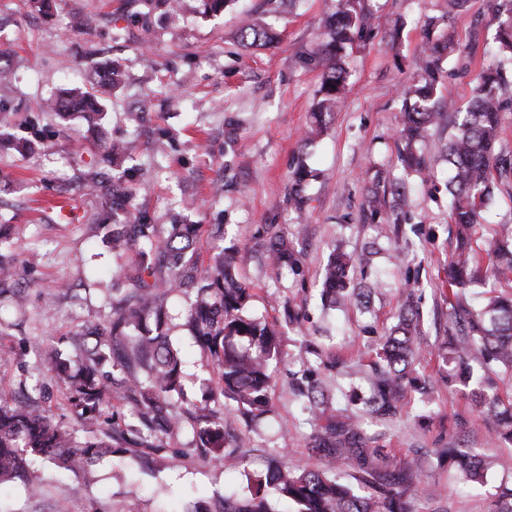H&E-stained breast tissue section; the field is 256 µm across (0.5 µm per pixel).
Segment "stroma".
Segmentation results:
<instances>
[{
	"label": "stroma",
	"mask_w": 512,
	"mask_h": 512,
	"mask_svg": "<svg viewBox=\"0 0 512 512\" xmlns=\"http://www.w3.org/2000/svg\"><path fill=\"white\" fill-rule=\"evenodd\" d=\"M492 0H470L449 11L448 0H363L376 23L347 51L350 72L343 105L312 146L304 133L318 97L324 62L320 24L336 0H228L214 16L185 0L179 16L156 0H53L48 11L0 0V116L17 140L31 139L30 119L52 135L42 153L0 149V224L9 225L17 254L20 296L0 294V397L11 401L48 394L57 421L77 436L89 432L69 407L50 365L46 343L73 351L77 333L112 312V288L131 258L113 253L96 222H111L95 192L81 185L84 164L97 154L89 121L38 112L39 103L94 80V64L119 66L120 84L104 103L109 139L130 147L123 167L137 168L136 203L151 223L220 224L225 245H237V274L249 288L250 315L281 334L283 359L272 364L269 411L246 421L234 403L217 394L219 372L182 327L189 297L170 293L171 336L183 360L184 394L177 404L199 403L215 390L224 412L225 446L240 456L228 470L200 452L190 425L167 441L164 457L148 461L142 448L106 455L81 477L63 475L36 459L30 496L16 483L0 485V512H185L189 502L211 505L214 495H246L247 475L271 460L320 469L325 458L313 439L315 421L290 387L305 372L330 397V414L343 412L351 389L367 392L375 351L397 322L405 285L418 281L424 320L423 356L416 366L429 380L427 398L408 393L400 415L365 414L361 432L374 451L372 473L342 465L345 482L375 493L402 478L409 512H493L512 468L488 473L484 482L464 478L442 462L437 449L474 448L512 459V444L496 436L495 420L477 408L467 389L445 384L436 357L448 327V291L442 283L455 246L448 217L450 176L443 148L453 131L441 115L424 153L430 165L407 186L412 220L400 235L385 233L386 214L370 216L368 192L400 176L398 160L403 87L415 71L423 21L436 16L453 35L455 51L440 60L441 100L466 106L476 77L494 63L497 25ZM257 13L274 40L246 48L239 31L245 11ZM306 158L318 177L305 191L303 211L292 198V170ZM512 224V180L499 185L476 229L487 250L497 225ZM286 237L299 258L298 273L271 279L270 237ZM373 255L352 278L373 290L369 308L351 303L324 308L320 272L334 248ZM432 496H422L423 486Z\"/></svg>",
	"instance_id": "obj_1"
}]
</instances>
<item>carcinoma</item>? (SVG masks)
I'll return each mask as SVG.
<instances>
[{
  "label": "carcinoma",
  "instance_id": "1",
  "mask_svg": "<svg viewBox=\"0 0 512 512\" xmlns=\"http://www.w3.org/2000/svg\"><path fill=\"white\" fill-rule=\"evenodd\" d=\"M360 2L338 0L336 11L324 22L321 52L325 67L307 144L323 133L343 100L347 50L356 35L370 27L371 15L359 8ZM493 12L498 24V64L479 73L474 97L465 110L454 109V132L444 151V159L453 171L448 194L457 246L448 263L446 280L452 327L438 345L437 356L443 366L441 379L450 385L472 387L475 403L495 417L498 437L512 441V402L499 397L489 376L498 369L512 371V296L494 295L481 309L472 307L466 296L467 288L484 283V272L497 281L512 277V224L501 225L488 253L486 269L474 264L472 245L475 228L495 189L512 177V162L497 152L503 114L512 106L500 94L504 66L512 65V0H494ZM435 27V19L426 21L427 42L418 58L416 74L404 89L399 157L406 172L426 165L419 148L440 115L438 57L456 49L446 33L432 38ZM240 36L252 46L271 42L267 30L256 20L245 23ZM98 70L99 79L92 90L50 100L42 110L81 116L88 111L102 113L106 89L119 83L120 71L107 63ZM309 176L311 171L299 164L294 188L299 212L303 209V182ZM82 179L112 214L135 209L130 187L136 179L134 171L112 179L91 164ZM392 193L390 231L397 232L400 225L411 220L405 183L395 184ZM200 228L199 224H172L164 236L142 212L129 223L112 224L108 233L112 250L133 253L131 272L124 276L128 288L121 295L120 306L106 324L80 333L93 343L78 346L77 356L63 359L53 348L48 357L60 387L82 421L98 423L104 410L112 406L114 389L120 388L131 404L133 423L122 426L114 422L101 435L81 439L49 417L38 399L0 404V483L20 479L30 492H36L28 479L32 457H49L59 469L77 477L97 457L114 448L165 452V438L187 417L194 425L197 448L216 463H233L232 453L224 451V414L207 403L194 407L187 415L171 407V393L181 387V360L166 328L162 299L170 290H195L186 313V327L196 346L221 367V394L245 414L267 410L269 369L271 362L281 357V336L266 322L244 313L250 294L237 277L235 255L219 246L208 259L201 258L197 248ZM7 250L8 238L0 233L3 290L16 276L14 258L5 254ZM269 258L278 271L298 269L293 250L281 235L273 237ZM351 268L352 260L341 252L333 253L324 266V298L329 305L342 306L352 300L354 293L348 281ZM414 297L415 289L411 288L397 323L378 350L381 364L374 368L370 382L366 403L385 414L398 412L409 388L428 393L426 382L415 375V363L421 356V321ZM301 396L304 409L316 418L326 413L328 397L317 380L309 381ZM315 441L325 452L324 468L290 469L272 461L265 479L255 480L249 495L241 499L226 497L211 512H273L265 493L267 486L278 498L292 504L293 512H407L402 503L404 492L391 490L380 497L359 495L336 475V463L353 455L361 466L372 468V454L363 450L365 440L358 429L356 412L342 414L320 427ZM444 452L475 482L483 481L492 467L500 465L498 460L470 450L446 448Z\"/></svg>",
  "mask_w": 512,
  "mask_h": 512
}]
</instances>
